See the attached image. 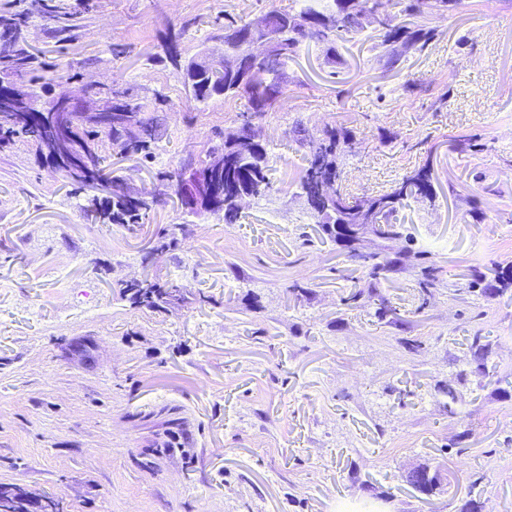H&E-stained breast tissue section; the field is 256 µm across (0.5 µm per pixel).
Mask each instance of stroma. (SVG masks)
Returning <instances> with one entry per match:
<instances>
[{"label": "stroma", "instance_id": "obj_1", "mask_svg": "<svg viewBox=\"0 0 512 512\" xmlns=\"http://www.w3.org/2000/svg\"><path fill=\"white\" fill-rule=\"evenodd\" d=\"M290 2L0 0L43 64L0 70V84L39 109L93 82L165 97L153 160L114 164L147 194L158 171L235 129L244 106L190 102L157 60L161 31L187 24L184 57L219 55L225 16L249 22ZM421 22L435 41L394 70L370 27L337 42L332 64L321 43L300 46L285 95L256 122L273 189L234 224L169 194L142 224H90V191L72 194L26 145L0 148V489L59 512H512V289L486 300L471 287L512 271V0H465ZM298 122L354 131V198L389 191L435 148L436 198L404 210L402 237L385 246L403 266L387 279L323 239L298 197ZM461 134L485 150H449ZM172 224L177 248L157 252ZM429 263L443 285L423 306ZM144 275L205 299L135 307L117 285ZM354 285L387 298L400 324L380 321L374 298L344 304ZM476 335L490 349L481 372ZM420 465L443 476L431 493L405 480Z\"/></svg>", "mask_w": 512, "mask_h": 512}]
</instances>
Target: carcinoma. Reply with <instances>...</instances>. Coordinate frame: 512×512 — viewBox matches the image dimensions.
Masks as SVG:
<instances>
[{
    "label": "carcinoma",
    "mask_w": 512,
    "mask_h": 512,
    "mask_svg": "<svg viewBox=\"0 0 512 512\" xmlns=\"http://www.w3.org/2000/svg\"><path fill=\"white\" fill-rule=\"evenodd\" d=\"M462 4L463 0H396L400 17H389V23L379 29L384 65L396 68L406 54L424 51L435 39V30L419 23V17L427 12L451 17ZM362 11V0H293L286 9L273 7L266 15L278 47L262 59L247 63L236 73L195 71L188 64L179 67L187 26L170 27L165 31L160 44L164 59L177 70V77L191 99L205 103L222 96L226 101H245V109L238 114V126L232 136L224 137L220 144L210 147L201 161V165L208 166L214 157H224V169L217 175L222 196L216 207L206 208L204 212H222L224 222L232 224L241 217L237 205L239 196L248 194L259 198L270 193L273 183L269 152L267 145L253 135L254 121L272 111L287 90L290 83L288 60L296 54L299 45L307 39L316 40L326 47V61L336 63V42L345 41L373 25L372 21L362 18ZM247 33L246 23L231 16L224 17V40L230 41ZM0 62L18 69L40 67L36 57L18 48L16 35L10 28L4 30L0 38ZM112 94L124 98V112L112 117L111 123L92 124L82 114H74L70 123V143L83 161L74 168L65 166L63 170L76 193L89 180L112 181L111 194L94 197L82 207L84 214L93 217L95 223L134 226L143 223L150 202L147 199L132 201L123 192L122 178L109 177L106 153L111 151L125 157L152 154L153 146L166 131L163 106L167 105V100L161 95L156 97L158 107L148 112L141 98L130 89L115 87ZM293 133L307 155V166L302 171L298 187L311 185V191L304 195L311 217L324 237L344 250L348 251L350 247L343 240L344 234L336 230V225L368 221L375 225L380 241L385 242L399 236V213L409 200L436 197L431 159L427 157L420 168L404 176L390 191L373 196L372 209L363 214L361 202L351 200L346 188L340 184L342 158L355 141L353 131L331 127L314 134L298 123ZM11 141L22 142L34 148L45 160L56 162L49 129L40 117L30 114L20 121L14 112H0V144ZM321 174L339 181L336 196L328 197L319 192L317 177ZM358 262L373 279H385L399 267V259L385 251L374 252ZM439 282V269L432 265L426 267L418 282L419 299L425 300L430 289ZM120 293L136 306L150 311H161L175 301L205 300L203 296H196L186 284L158 279L147 285L125 282L120 285Z\"/></svg>",
    "instance_id": "obj_1"
}]
</instances>
